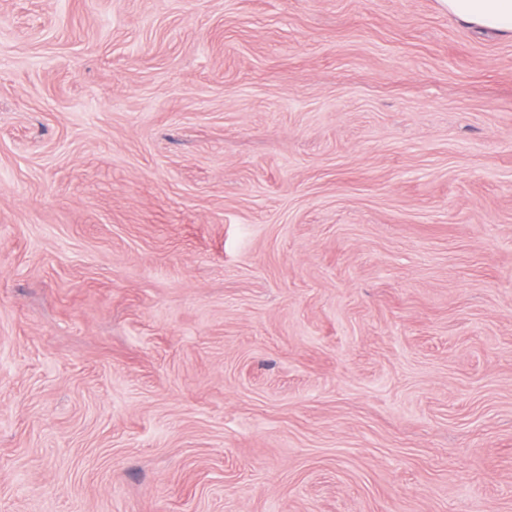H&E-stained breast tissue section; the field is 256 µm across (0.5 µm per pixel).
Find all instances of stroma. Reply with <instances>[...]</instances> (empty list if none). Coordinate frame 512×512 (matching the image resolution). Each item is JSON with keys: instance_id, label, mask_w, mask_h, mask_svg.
I'll return each instance as SVG.
<instances>
[{"instance_id": "35a3bbf8", "label": "stroma", "mask_w": 512, "mask_h": 512, "mask_svg": "<svg viewBox=\"0 0 512 512\" xmlns=\"http://www.w3.org/2000/svg\"><path fill=\"white\" fill-rule=\"evenodd\" d=\"M0 512H512V40L0 0Z\"/></svg>"}]
</instances>
